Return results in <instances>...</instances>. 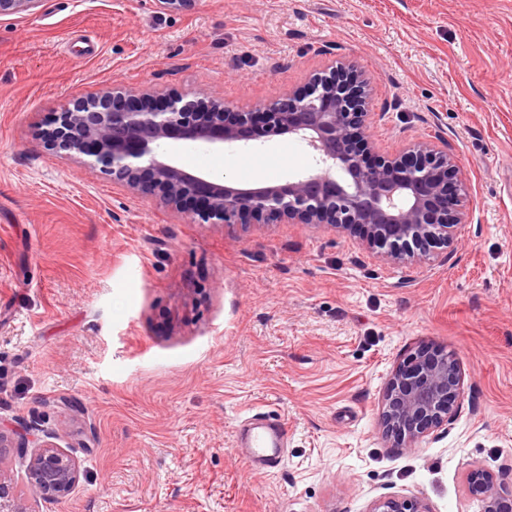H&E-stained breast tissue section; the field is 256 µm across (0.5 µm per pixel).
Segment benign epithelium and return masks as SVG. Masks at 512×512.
Masks as SVG:
<instances>
[{"label":"benign epithelium","mask_w":512,"mask_h":512,"mask_svg":"<svg viewBox=\"0 0 512 512\" xmlns=\"http://www.w3.org/2000/svg\"><path fill=\"white\" fill-rule=\"evenodd\" d=\"M40 0H0V15L31 11ZM365 79L333 67L256 112H234L205 91L170 89L156 99L148 87H114L76 96L55 114L41 139L62 160H75L129 190L151 197L194 224H331L364 229L366 246L393 262L419 259L434 247L451 248V228L462 223L466 180L457 160L438 143L421 140L396 156L373 154ZM288 135L304 142L316 168L282 183L242 186L185 170L180 146L243 149ZM463 373L443 351L410 354L390 378L382 406L385 435L413 441L448 424L457 408ZM33 447L29 488L51 500L68 497L80 481L76 460L53 437L0 429V449ZM484 512H512V493L498 491L491 474L470 475ZM0 512H27L12 483L0 476ZM368 512H429L418 499L383 497Z\"/></svg>","instance_id":"7a95c632"}]
</instances>
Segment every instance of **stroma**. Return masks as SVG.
<instances>
[{
  "label": "stroma",
  "instance_id": "stroma-1",
  "mask_svg": "<svg viewBox=\"0 0 512 512\" xmlns=\"http://www.w3.org/2000/svg\"><path fill=\"white\" fill-rule=\"evenodd\" d=\"M368 83L379 155L442 140L466 177L453 250L378 258L328 224H191L57 158L40 133L77 95L204 89L252 112L331 63ZM186 169L242 184L314 168L277 137ZM463 371L448 425L383 432L392 372L417 349ZM288 422L285 464L235 447ZM77 460L62 500L0 472L28 512H367L398 495L483 512L473 470L512 489V0H40L0 16V429Z\"/></svg>",
  "mask_w": 512,
  "mask_h": 512
}]
</instances>
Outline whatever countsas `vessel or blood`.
<instances>
[{
    "mask_svg": "<svg viewBox=\"0 0 512 512\" xmlns=\"http://www.w3.org/2000/svg\"><path fill=\"white\" fill-rule=\"evenodd\" d=\"M288 442V426L280 419L251 417L244 445V461L251 470L271 471L285 462L283 449Z\"/></svg>",
    "mask_w": 512,
    "mask_h": 512,
    "instance_id": "b4317fda",
    "label": "vessel or blood"
}]
</instances>
